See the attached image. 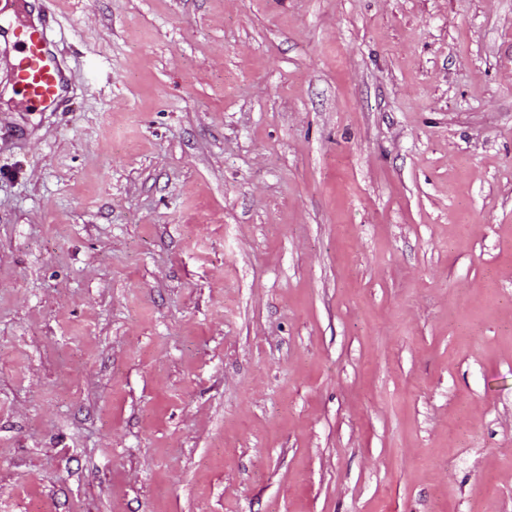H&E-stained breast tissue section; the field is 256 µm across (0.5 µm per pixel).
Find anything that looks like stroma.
<instances>
[{
	"label": "stroma",
	"instance_id": "obj_1",
	"mask_svg": "<svg viewBox=\"0 0 512 512\" xmlns=\"http://www.w3.org/2000/svg\"><path fill=\"white\" fill-rule=\"evenodd\" d=\"M56 9L0 512H512V0Z\"/></svg>",
	"mask_w": 512,
	"mask_h": 512
}]
</instances>
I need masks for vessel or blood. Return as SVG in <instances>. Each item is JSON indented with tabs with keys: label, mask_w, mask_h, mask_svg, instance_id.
<instances>
[{
	"label": "vessel or blood",
	"mask_w": 512,
	"mask_h": 512,
	"mask_svg": "<svg viewBox=\"0 0 512 512\" xmlns=\"http://www.w3.org/2000/svg\"><path fill=\"white\" fill-rule=\"evenodd\" d=\"M14 24L0 27V52L13 50V89L25 106L57 110L67 100L70 79L50 33L57 22L54 0L31 13L28 0H14Z\"/></svg>",
	"instance_id": "vessel-or-blood-1"
}]
</instances>
